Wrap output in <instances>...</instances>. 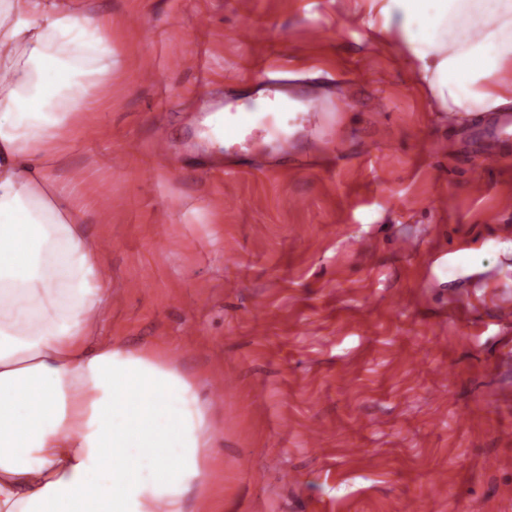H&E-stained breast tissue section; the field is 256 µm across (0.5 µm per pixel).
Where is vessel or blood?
Here are the masks:
<instances>
[{"mask_svg":"<svg viewBox=\"0 0 512 512\" xmlns=\"http://www.w3.org/2000/svg\"><path fill=\"white\" fill-rule=\"evenodd\" d=\"M224 166L228 169L248 166L260 168L262 160L276 157L281 163L304 166L293 154L292 139L313 137L319 145L317 158L332 165L336 162L335 108L347 107L357 88L352 84L335 85L323 78L318 88L302 92L287 77L265 75L246 81L243 75L224 78ZM257 104L254 112L242 110V101ZM512 138V113L498 115L492 128L479 129L480 163L501 160L503 138Z\"/></svg>","mask_w":512,"mask_h":512,"instance_id":"vessel-or-blood-1","label":"vessel or blood"}]
</instances>
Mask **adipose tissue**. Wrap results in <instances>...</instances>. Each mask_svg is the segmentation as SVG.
I'll return each instance as SVG.
<instances>
[{"instance_id":"1","label":"adipose tissue","mask_w":512,"mask_h":512,"mask_svg":"<svg viewBox=\"0 0 512 512\" xmlns=\"http://www.w3.org/2000/svg\"><path fill=\"white\" fill-rule=\"evenodd\" d=\"M438 110L512 106V0H364ZM71 0H0V512H188L215 436L195 382L103 340L105 253L48 159L112 84Z\"/></svg>"}]
</instances>
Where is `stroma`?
I'll list each match as a JSON object with an SVG mask.
<instances>
[{
	"instance_id": "obj_1",
	"label": "stroma",
	"mask_w": 512,
	"mask_h": 512,
	"mask_svg": "<svg viewBox=\"0 0 512 512\" xmlns=\"http://www.w3.org/2000/svg\"><path fill=\"white\" fill-rule=\"evenodd\" d=\"M81 7L106 21L112 94L54 173L108 244L102 335L162 348L211 401L190 512H512V142L480 165L360 0ZM282 64L357 84L343 160L216 172L198 132L225 75Z\"/></svg>"
}]
</instances>
